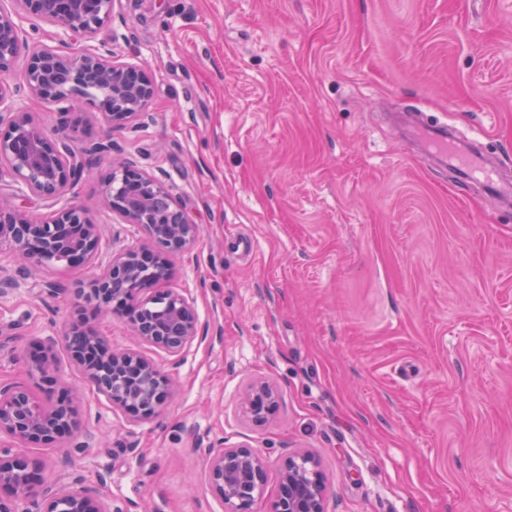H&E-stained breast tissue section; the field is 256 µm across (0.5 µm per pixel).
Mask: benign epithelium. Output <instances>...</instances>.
Returning <instances> with one entry per match:
<instances>
[{
  "mask_svg": "<svg viewBox=\"0 0 512 512\" xmlns=\"http://www.w3.org/2000/svg\"><path fill=\"white\" fill-rule=\"evenodd\" d=\"M28 17L48 21L74 37L96 35L112 21L113 0H17ZM21 71L29 96L46 104H64L67 112L91 104L103 111L107 140L86 145L76 126L63 124L48 134L17 107L0 113V180L23 183L39 198H55L89 171L102 153L112 151V132L123 129L146 108L153 94L147 69L112 61L102 42L94 49L62 53L31 47L11 13L0 10V107L9 100L7 79ZM102 90L97 98L93 91ZM103 198L124 223L145 231L142 243L112 255L106 270L89 285L83 304L127 324L137 339L171 356L204 338L193 302L179 288H166L171 271L159 257L163 251L188 253L200 228L178 207L167 184L132 164L120 165L105 182ZM103 233L84 208L68 204L47 220L35 219L22 207L0 202V252L6 251L30 270L61 261L69 267L91 262L102 251ZM73 360L87 381L112 405L135 417L155 416L174 386L172 375L160 372L145 355L115 351L107 337L89 330L85 318L64 332ZM47 337L30 369L49 388L57 384L52 348ZM277 388L266 381L251 384L241 410L256 425L266 423L277 408ZM73 399L46 410L20 385H0V487L12 494L0 500V512H128L104 506L83 487L33 500L38 471L29 468L22 446L50 443L75 426ZM208 482L226 512H256L267 483L266 459L249 446L204 449ZM326 483L317 459L309 452L285 457L277 470V493L267 512H325Z\"/></svg>",
  "mask_w": 512,
  "mask_h": 512,
  "instance_id": "1",
  "label": "benign epithelium"
}]
</instances>
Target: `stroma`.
Here are the masks:
<instances>
[{
    "label": "stroma",
    "mask_w": 512,
    "mask_h": 512,
    "mask_svg": "<svg viewBox=\"0 0 512 512\" xmlns=\"http://www.w3.org/2000/svg\"><path fill=\"white\" fill-rule=\"evenodd\" d=\"M99 38L149 67L143 114L58 199L0 180V200L36 218L74 200L104 234L102 259L29 272L0 299V384L47 399L26 354L53 336L57 386L80 394L73 433L26 451L42 490L224 512L198 452L220 439L263 452L269 500L281 459L307 451L326 512H512V207L388 120L448 123L512 182V0H115ZM9 84L45 130L107 133L100 110ZM126 161L202 228L165 258L208 335L176 364L142 346L176 379L148 419L113 407L60 341L76 288L144 235L102 197ZM257 380L279 390L261 426L240 409Z\"/></svg>",
    "instance_id": "1"
}]
</instances>
